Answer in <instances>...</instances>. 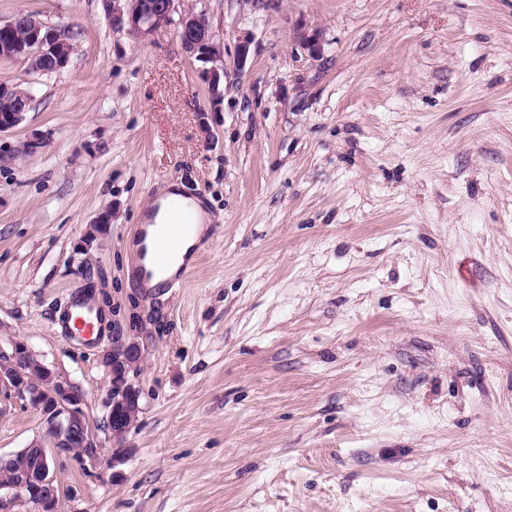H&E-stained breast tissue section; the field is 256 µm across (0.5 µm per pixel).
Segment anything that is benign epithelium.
Here are the masks:
<instances>
[{"label":"benign epithelium","mask_w":512,"mask_h":512,"mask_svg":"<svg viewBox=\"0 0 512 512\" xmlns=\"http://www.w3.org/2000/svg\"><path fill=\"white\" fill-rule=\"evenodd\" d=\"M182 0H104L105 11L115 29H124L134 37L147 40L170 23L185 51L208 65L204 74L212 96V107L222 98L228 66L216 44V35L206 15L179 10ZM22 27L25 40L0 41L1 60H20L36 72H43V62L54 69L63 68L72 54V44L32 14L15 15L0 25V31ZM252 44L249 34L240 36L235 47L233 66L245 68ZM3 101L8 110L0 113V133L21 124L31 105V95L24 89L7 88ZM110 214L102 213L87 226L81 250L89 253L93 243L109 229ZM144 353L135 338H113L112 345L100 353L107 377L105 408L101 423L85 413L84 394L72 383L49 369L32 353L28 345L9 337L0 341V393L7 400L19 401L33 408L41 419V432L25 448L11 455L0 454V512H13L18 502L32 503L38 512H60L61 485L52 468L60 456H68L83 468L101 464L100 434L122 442L140 412V388L135 379Z\"/></svg>","instance_id":"benign-epithelium-1"}]
</instances>
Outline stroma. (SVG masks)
I'll return each mask as SVG.
<instances>
[{
  "mask_svg": "<svg viewBox=\"0 0 512 512\" xmlns=\"http://www.w3.org/2000/svg\"><path fill=\"white\" fill-rule=\"evenodd\" d=\"M183 5L225 57L252 37L215 110L173 28L0 0V23L31 13L75 45L51 75L0 60L33 96L0 133V337L97 422L101 350L145 353L130 455L56 459L60 512H512V0ZM173 183L209 228L153 293L134 227ZM72 292L100 314L92 345L59 334ZM40 430L0 403L1 455Z\"/></svg>",
  "mask_w": 512,
  "mask_h": 512,
  "instance_id": "35a3bbf8",
  "label": "stroma"
}]
</instances>
